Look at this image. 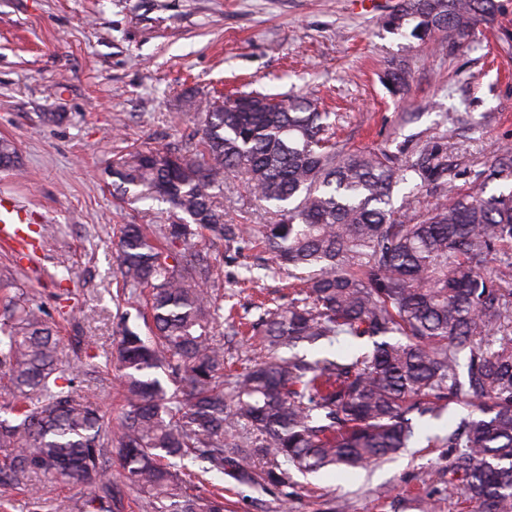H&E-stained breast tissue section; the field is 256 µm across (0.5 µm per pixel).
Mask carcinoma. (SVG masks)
Segmentation results:
<instances>
[{
    "label": "carcinoma",
    "instance_id": "obj_1",
    "mask_svg": "<svg viewBox=\"0 0 512 512\" xmlns=\"http://www.w3.org/2000/svg\"><path fill=\"white\" fill-rule=\"evenodd\" d=\"M498 0H400L388 24L412 22L420 39L437 33L461 45L492 21ZM386 83L408 88L400 64ZM205 120L184 145L135 150L112 162V186L144 187L182 214L177 224H124L117 234L123 300L147 296L154 336L126 320L113 363L121 373L125 416L102 427L93 401L76 392L73 364L62 365L45 311L24 301L0 319V382L16 394L0 419V487L42 512L33 478L88 485L79 512H114L108 463L117 455L128 485L157 512H224V491L191 492L177 462L252 480V459L304 474L361 468L393 457L415 436L410 415L434 416L452 403L481 416L463 418L442 439L455 453L452 474L478 512H512V191L486 194L512 180V150L499 154L472 193L415 221L412 181L448 176L447 144L424 147L407 168L384 150L351 151L332 141L331 113L305 97L271 101L243 93L204 105ZM18 155L0 140V167ZM242 177L271 224L224 221V182ZM252 239L299 282L288 306L267 308L252 324L271 356L224 381V347L214 342L222 310L215 292L214 248ZM503 255L499 267L489 264ZM373 340L351 361L309 359L303 343L341 337ZM162 369L180 387L168 392Z\"/></svg>",
    "mask_w": 512,
    "mask_h": 512
}]
</instances>
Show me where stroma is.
<instances>
[{
    "instance_id": "1",
    "label": "stroma",
    "mask_w": 512,
    "mask_h": 512,
    "mask_svg": "<svg viewBox=\"0 0 512 512\" xmlns=\"http://www.w3.org/2000/svg\"><path fill=\"white\" fill-rule=\"evenodd\" d=\"M462 47L420 41L385 21L398 0H0V138L14 142L20 171L0 169V193L51 224L34 254L0 245V306L24 295L60 328V347L83 372V392L106 424L122 417L120 380L108 360L117 341L112 228L172 224L169 204L113 196L106 168L133 147L163 149L191 132L201 101L240 90L283 99L306 95L335 113L336 139L383 149L401 164L448 142L445 182L418 188L411 212L471 190L477 175L512 149V0ZM409 70L406 93L383 82L391 63ZM224 216L269 224L243 180L224 185ZM268 253L248 247L218 262L219 286L236 320L256 319L263 299L288 301L287 275H268ZM80 278L66 280L68 269ZM255 279L242 283L246 271ZM91 343L95 356L76 354ZM414 417L416 436L397 458L357 470L224 489L226 512H474L448 483L451 458L428 437L468 415Z\"/></svg>"
}]
</instances>
